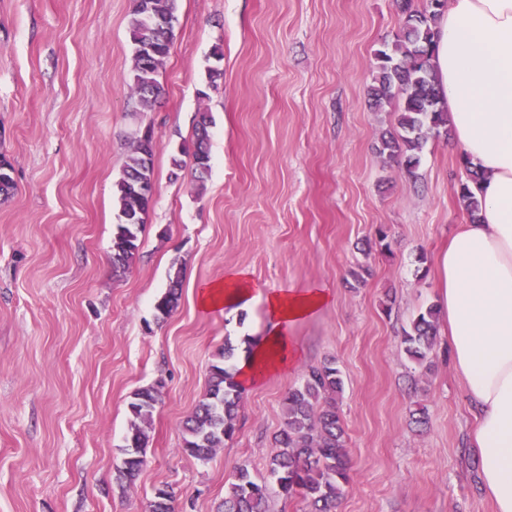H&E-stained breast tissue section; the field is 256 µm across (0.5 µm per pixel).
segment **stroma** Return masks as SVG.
<instances>
[{"instance_id":"1","label":"stroma","mask_w":512,"mask_h":512,"mask_svg":"<svg viewBox=\"0 0 512 512\" xmlns=\"http://www.w3.org/2000/svg\"><path fill=\"white\" fill-rule=\"evenodd\" d=\"M132 8L0 0V155L15 181L0 200V512H147L162 486L175 512H218L239 465L265 477L285 395L330 359L344 373L351 463L340 512H494L445 319L430 367L402 343L438 304L435 259L469 216L446 139H428L414 181L378 152L397 114L371 106L368 89L377 50L403 25L395 0H178L163 95L147 110L130 90ZM215 64L224 77L211 88ZM201 112L213 124L199 182L184 149ZM147 129L156 192L117 273L112 186ZM233 269L333 301L291 327L299 364L247 387L234 438L202 463L182 452V423L209 366L225 341L266 330L258 303L200 309V286ZM174 277L181 298L156 322ZM154 384L146 465L122 489L128 404Z\"/></svg>"}]
</instances>
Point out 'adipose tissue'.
Returning <instances> with one entry per match:
<instances>
[{
  "label": "adipose tissue",
  "instance_id": "obj_1",
  "mask_svg": "<svg viewBox=\"0 0 512 512\" xmlns=\"http://www.w3.org/2000/svg\"><path fill=\"white\" fill-rule=\"evenodd\" d=\"M437 27L433 64L450 144L485 176L478 222L463 225L439 258L440 309L475 416L482 487L495 512H512V0H449ZM331 299L324 288L264 292L243 270L199 291L206 311L263 303L267 330L238 361L248 385L300 359L288 328Z\"/></svg>",
  "mask_w": 512,
  "mask_h": 512
}]
</instances>
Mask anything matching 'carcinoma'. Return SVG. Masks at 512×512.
<instances>
[{
    "label": "carcinoma",
    "mask_w": 512,
    "mask_h": 512,
    "mask_svg": "<svg viewBox=\"0 0 512 512\" xmlns=\"http://www.w3.org/2000/svg\"><path fill=\"white\" fill-rule=\"evenodd\" d=\"M405 15L404 25L393 44L376 54V76L369 96L377 107L400 100L399 133L381 139L380 153L395 161L405 175L415 181L420 152L429 133L449 135L447 109L441 102L436 74L431 63L438 30L437 21L446 11V0H427L422 10L412 0H396ZM177 0H135L129 20V40L133 48V91L141 106L152 107L162 90L157 81L159 68L168 57L175 33ZM213 123L207 112L199 113L192 141V158L198 178H204L211 162L210 132ZM153 139L137 137L132 143L113 198L118 223L112 239V269L125 271L140 245L139 233L151 209L152 200L137 194L142 182L154 181ZM459 163L470 171L469 181L460 184L459 196L466 204L470 221L478 220L479 206L472 186L481 175L471 170L464 158ZM11 163L0 156V196L14 190ZM181 281L175 278L154 304L155 320L165 321L180 297ZM437 309L429 306L413 320L405 332L406 354L421 364L434 346ZM234 348L225 345L209 367L208 387L195 410L183 423L182 452L201 461L210 459L214 449L224 447L237 430L238 411L244 384L231 362ZM344 391L342 371L329 360L306 369L289 389L283 401V427L275 436L276 451L268 463V478L252 476L247 466L238 468L224 494L219 512H271L268 481H273L282 497L302 496L310 512H336L348 482L349 461L345 430L336 408V398ZM159 404V392L149 386L137 390L129 403L132 416L126 447L131 449L117 482L131 485L145 458L147 426ZM173 494L166 487L155 489L149 512H172Z\"/></svg>",
    "instance_id": "carcinoma-1"
}]
</instances>
